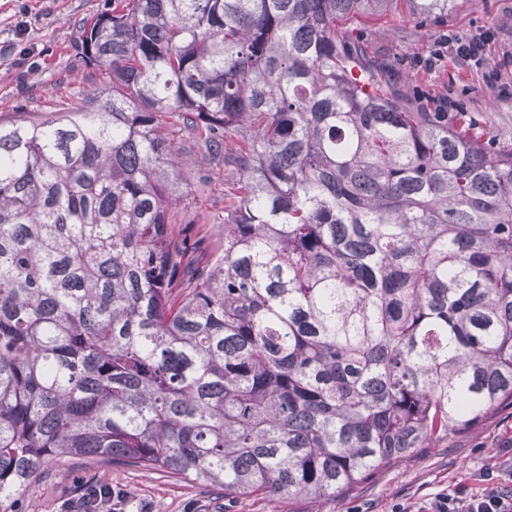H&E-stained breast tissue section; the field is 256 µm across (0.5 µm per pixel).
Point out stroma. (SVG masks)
Returning <instances> with one entry per match:
<instances>
[{
	"label": "stroma",
	"mask_w": 512,
	"mask_h": 512,
	"mask_svg": "<svg viewBox=\"0 0 512 512\" xmlns=\"http://www.w3.org/2000/svg\"><path fill=\"white\" fill-rule=\"evenodd\" d=\"M110 0H0V120H37L76 104L99 82L76 57L79 27L104 12ZM370 45L393 65L391 80L406 99L419 92L452 112H470L495 138H512V95L488 87L480 72L452 58L432 60L440 36L451 32L495 33L486 51L491 68L512 80V0H454L447 16L416 24L405 0L379 19L367 21ZM174 144L184 162L188 195L175 209L172 234L203 256L223 244L224 171L198 166L187 137ZM512 448V409L504 407L435 448L379 469L371 481L334 498L285 495H223L164 471L116 466L100 458H72L30 480L0 512H60L86 485L120 488L128 498L122 512H391L394 504L421 502L500 464Z\"/></svg>",
	"instance_id": "35a3bbf8"
}]
</instances>
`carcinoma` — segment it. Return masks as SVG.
Listing matches in <instances>:
<instances>
[{
    "label": "carcinoma",
    "instance_id": "carcinoma-1",
    "mask_svg": "<svg viewBox=\"0 0 512 512\" xmlns=\"http://www.w3.org/2000/svg\"><path fill=\"white\" fill-rule=\"evenodd\" d=\"M392 2L112 0L105 88L0 122V499L74 456L334 497L512 406V140L387 89ZM174 118L233 175L203 266Z\"/></svg>",
    "mask_w": 512,
    "mask_h": 512
}]
</instances>
